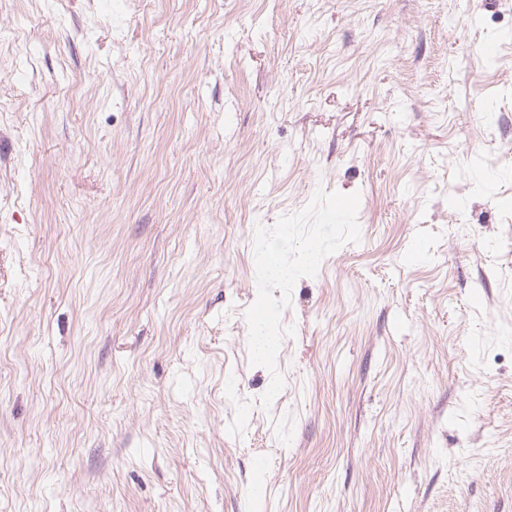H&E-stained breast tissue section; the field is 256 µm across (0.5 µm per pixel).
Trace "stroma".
Segmentation results:
<instances>
[{
    "mask_svg": "<svg viewBox=\"0 0 512 512\" xmlns=\"http://www.w3.org/2000/svg\"><path fill=\"white\" fill-rule=\"evenodd\" d=\"M0 512H512V0H0Z\"/></svg>",
    "mask_w": 512,
    "mask_h": 512,
    "instance_id": "stroma-1",
    "label": "stroma"
}]
</instances>
